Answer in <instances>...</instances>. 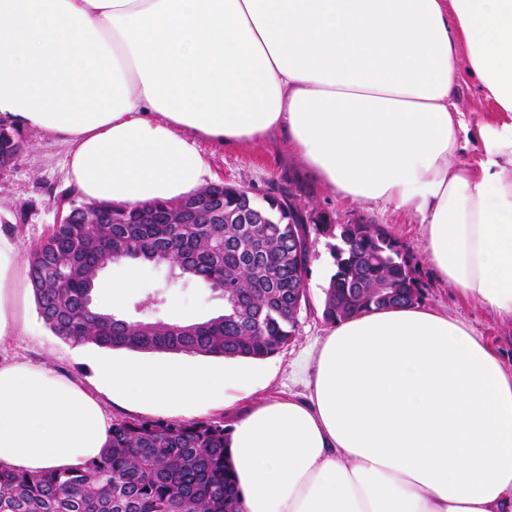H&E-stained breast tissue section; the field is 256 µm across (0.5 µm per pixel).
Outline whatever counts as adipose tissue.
<instances>
[{"mask_svg": "<svg viewBox=\"0 0 512 512\" xmlns=\"http://www.w3.org/2000/svg\"><path fill=\"white\" fill-rule=\"evenodd\" d=\"M463 73L494 119L459 108ZM1 120L68 144L80 198L128 206L211 181L198 141L286 143L331 193L417 215L438 277L512 321V0H0ZM39 326L0 231V343ZM293 367L304 399L228 431L241 512H512V361L463 320L371 310ZM93 372L88 387L0 359V465L97 457L112 432L98 389L192 419L267 375L110 356Z\"/></svg>", "mask_w": 512, "mask_h": 512, "instance_id": "ef3b65f1", "label": "adipose tissue"}]
</instances>
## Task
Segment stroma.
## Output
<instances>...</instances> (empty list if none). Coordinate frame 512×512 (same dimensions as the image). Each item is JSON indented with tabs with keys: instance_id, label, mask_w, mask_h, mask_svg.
Listing matches in <instances>:
<instances>
[{
	"instance_id": "1",
	"label": "stroma",
	"mask_w": 512,
	"mask_h": 512,
	"mask_svg": "<svg viewBox=\"0 0 512 512\" xmlns=\"http://www.w3.org/2000/svg\"><path fill=\"white\" fill-rule=\"evenodd\" d=\"M20 137L21 153L0 167V225L28 250L48 234L61 211L79 205L80 200L68 181L65 159L69 145L35 129L21 130ZM199 148L215 181L248 188L256 196L284 188L292 193L298 208L318 223L371 224L385 231L408 254L412 275L423 292L422 306L465 321L475 334L487 337L512 356V328L458 296L436 276L421 248L423 227L418 217L381 202L357 203L335 196L297 156L289 154L286 145L276 141L236 146L203 141ZM327 243V237H319L313 248L306 279L309 304L298 316L291 343L271 355L275 373L257 390L255 400L299 398L306 392L304 382L291 379L289 364L330 327L322 317L324 291L333 270ZM139 269L140 285L124 307L115 311L117 317L192 323L223 313L221 292L179 277L168 264L143 263ZM8 346L10 353L46 363L84 384L93 374L91 358L103 353L93 344L66 342L46 327L36 335L9 341Z\"/></svg>"
}]
</instances>
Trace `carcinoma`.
<instances>
[{
  "label": "carcinoma",
  "mask_w": 512,
  "mask_h": 512,
  "mask_svg": "<svg viewBox=\"0 0 512 512\" xmlns=\"http://www.w3.org/2000/svg\"><path fill=\"white\" fill-rule=\"evenodd\" d=\"M18 143L0 128V163ZM199 224H168L170 204L112 207L109 224L90 222L97 202L53 225L27 256V278L52 333L105 349L260 359L288 345L309 304L305 279L321 235L335 272L322 316L411 306L418 284L394 239L372 224L308 222L285 189L257 198L225 184L187 197ZM176 262L180 275L219 291L224 313L190 324L130 322L93 306L97 276L113 260ZM0 512H240L239 491L219 421L123 420L102 453L69 470L39 474L0 465Z\"/></svg>",
  "instance_id": "carcinoma-1"
}]
</instances>
